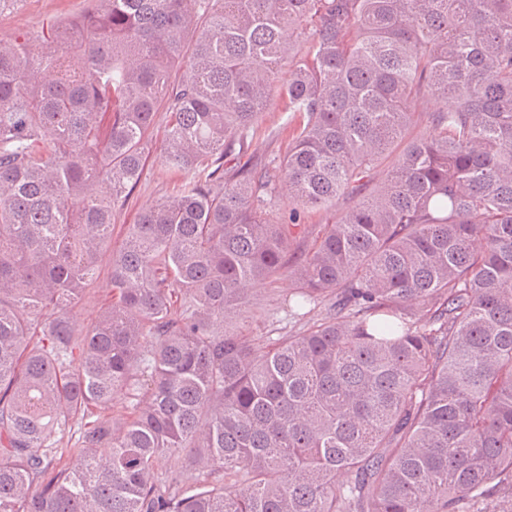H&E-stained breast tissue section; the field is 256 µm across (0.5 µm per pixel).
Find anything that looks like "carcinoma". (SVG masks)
Wrapping results in <instances>:
<instances>
[{
	"mask_svg": "<svg viewBox=\"0 0 512 512\" xmlns=\"http://www.w3.org/2000/svg\"><path fill=\"white\" fill-rule=\"evenodd\" d=\"M96 2L0 39V512L512 506V0ZM159 123L181 185L114 248ZM281 279L319 318L260 353L227 325ZM288 112L271 110L263 112L259 117V122L255 126L253 141L250 144L247 155L242 157L241 164L248 158L251 161L257 159H273L282 156L286 150L287 140L285 134L278 136V133L286 126ZM352 205V200L341 198L336 202V207H321L315 210L309 221L301 226L300 242L303 240L305 243H310L319 233L322 224H334L339 214ZM108 277V265L102 264L100 279L98 283L92 285L91 298L84 304L80 311L79 318L84 324L90 323L98 314L101 307L108 303L110 297L105 288V281Z\"/></svg>",
	"mask_w": 512,
	"mask_h": 512,
	"instance_id": "cac0c4a2",
	"label": "carcinoma"
}]
</instances>
